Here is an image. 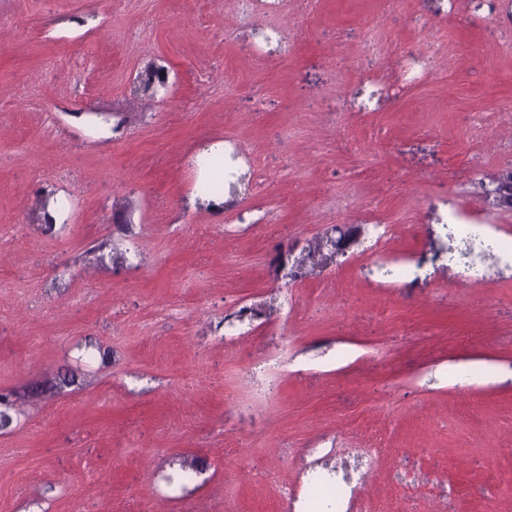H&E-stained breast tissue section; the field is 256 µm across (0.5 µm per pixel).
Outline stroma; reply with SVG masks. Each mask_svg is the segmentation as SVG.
Instances as JSON below:
<instances>
[{
  "label": "stroma",
  "mask_w": 512,
  "mask_h": 512,
  "mask_svg": "<svg viewBox=\"0 0 512 512\" xmlns=\"http://www.w3.org/2000/svg\"><path fill=\"white\" fill-rule=\"evenodd\" d=\"M510 166L512 0H0V512H512ZM492 196L495 206L512 209V170H507L499 176ZM348 486L345 476L336 480L314 477L303 501V512H342Z\"/></svg>",
  "instance_id": "obj_1"
}]
</instances>
